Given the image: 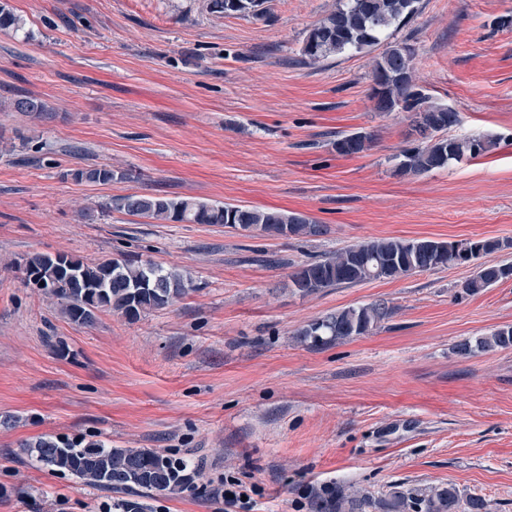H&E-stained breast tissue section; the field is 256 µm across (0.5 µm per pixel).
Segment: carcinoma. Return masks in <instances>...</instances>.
Wrapping results in <instances>:
<instances>
[{"mask_svg":"<svg viewBox=\"0 0 512 512\" xmlns=\"http://www.w3.org/2000/svg\"><path fill=\"white\" fill-rule=\"evenodd\" d=\"M265 0H206V8L220 16L243 15L260 18ZM419 0H338L309 31L302 49L304 62L315 65L346 51L362 52L379 43L387 31L418 12ZM25 23L8 4L0 2V31L19 32ZM413 54L400 45L388 47L375 59L374 87L370 100L377 112L409 113L413 146L402 150L396 171L400 175L422 174L448 166L465 156L488 151L493 142L460 138L451 134L459 123L454 110L430 101L413 80ZM48 111L38 98L22 97L0 101V112L40 115ZM372 137L363 132L338 133L334 148L340 156L360 154L370 148ZM118 174L110 166L79 169L74 178L96 184L112 182ZM113 207L131 216L156 221L189 224H222L276 237H315L324 226L306 216L280 210H258L243 206L209 203L193 198H168L129 194L113 200ZM508 248L497 239L456 242L386 238L349 246L323 260L305 263L291 274L290 286L303 295L325 288L351 287L378 279H401L416 273L454 265L471 264L475 272L463 286L477 294L512 276V264L491 260V255ZM68 272L50 255L37 253L24 263L26 283L37 285L45 295L64 306L78 324L93 322L95 312L110 310L129 321L164 308L187 294L179 272L150 261L126 257L88 264L73 259ZM390 308L383 301L349 307L317 319L299 332L309 346H325L367 333L387 319ZM512 347V327L501 328L477 340L481 350ZM32 461L53 473L71 477L83 487L104 491L142 489L181 493L194 484L197 469L174 455L150 449L112 448L101 440L73 442L42 438L29 446ZM376 506L381 512H487L479 496H464L453 484L410 492L390 491L376 501L370 496H344L336 512H364Z\"/></svg>","mask_w":512,"mask_h":512,"instance_id":"1","label":"carcinoma"}]
</instances>
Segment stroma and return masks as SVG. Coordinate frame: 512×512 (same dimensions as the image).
Returning <instances> with one entry per match:
<instances>
[{"instance_id":"1","label":"stroma","mask_w":512,"mask_h":512,"mask_svg":"<svg viewBox=\"0 0 512 512\" xmlns=\"http://www.w3.org/2000/svg\"><path fill=\"white\" fill-rule=\"evenodd\" d=\"M30 38L0 31V512H100L121 496L35 467L43 436L98 439L201 463L194 489L141 495L144 512H329L330 485L380 498L455 484L512 512V348L473 350L512 326V278L468 295L474 269L436 268L301 295L289 277L382 238L512 240V0H420L370 51L301 61L336 0H267L218 16L202 0H8ZM406 44L414 79L459 114L452 133L491 150L396 175L407 113L375 112L373 65ZM372 147L342 157L340 132ZM118 171L102 185L79 169ZM300 212L325 232L280 238L155 222L112 208L130 193ZM36 253L120 255L178 268L191 289L130 322L71 321L27 285ZM382 300L368 333L320 348L298 332ZM256 485L224 507L212 482ZM0 112H24L40 115L48 112V106L38 98L22 97L10 101H0Z\"/></svg>"}]
</instances>
